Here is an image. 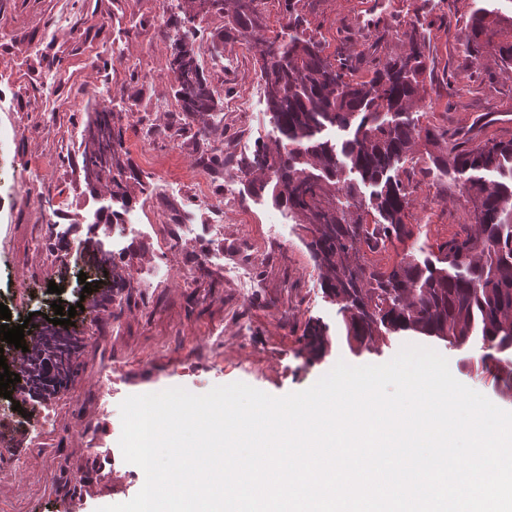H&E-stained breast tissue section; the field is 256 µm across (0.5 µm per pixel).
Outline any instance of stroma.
Here are the masks:
<instances>
[{
	"mask_svg": "<svg viewBox=\"0 0 512 512\" xmlns=\"http://www.w3.org/2000/svg\"><path fill=\"white\" fill-rule=\"evenodd\" d=\"M424 22L428 64L434 80L422 103V124L444 126L449 143L471 146L489 139H512V72L493 55L464 52L460 40L472 0H439ZM421 0H299L298 11L324 52L346 58L359 79H369L375 59L399 53L394 22L413 16ZM165 0H0V303L11 325L38 331L54 316L53 301L70 307L80 300V272L95 269L97 250L107 249L121 224H157L177 237L178 219L191 218L194 232L171 249L155 235L125 237V260L147 287L116 285L100 276L92 292L101 304L95 314L80 311L65 336L83 338L74 360L76 376L56 397L0 396V430L19 417L54 414V434L37 455L28 436L13 435L0 453V467L16 466L12 482L0 487V512H97L124 503L141 490L145 476L123 459L120 403L130 395L181 387L204 394L213 387L243 382L273 396L311 387L338 361L354 366L390 361L404 344L435 349L453 376L512 411L493 373L467 369L483 351L401 332L377 340L372 350L351 352L337 338L338 307L324 292L323 274L302 240L293 217L275 207L249 181H241L240 210L220 218L225 246L250 267L253 288L243 289L223 266L198 267L213 246L212 214L199 209L194 176L209 174L213 197L224 195L225 173L238 170L255 148L271 143L264 108L250 117L224 112V163L203 161L172 89L169 70L173 28L166 26ZM124 56L115 58L113 46ZM235 59L227 71L202 54L205 73L223 92L225 103L242 96L259 68L247 44L226 43ZM456 79L447 87L446 75ZM107 104L128 148V162L140 176L132 185V211L103 189L87 186L80 172L84 109ZM250 147L231 142L242 133ZM426 151L409 156L408 209L413 235L391 243L390 262L412 248L434 245L460 234L471 208L458 187L426 176ZM120 212L122 223L100 218ZM62 225L63 233L46 230ZM56 283L61 294L48 290ZM25 300H17L19 289ZM327 325L331 338L323 355L305 349L308 321ZM221 350L207 354L211 337Z\"/></svg>",
	"mask_w": 512,
	"mask_h": 512,
	"instance_id": "stroma-1",
	"label": "stroma"
}]
</instances>
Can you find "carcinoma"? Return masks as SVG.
Wrapping results in <instances>:
<instances>
[{
	"label": "carcinoma",
	"instance_id": "obj_1",
	"mask_svg": "<svg viewBox=\"0 0 512 512\" xmlns=\"http://www.w3.org/2000/svg\"><path fill=\"white\" fill-rule=\"evenodd\" d=\"M492 0H473L462 45L474 57L491 52L503 69L512 68V18L499 15ZM284 0L286 32L262 35L266 17L256 0H179L167 23L182 31L169 62L181 112L204 125L224 111V101L204 73L199 57L206 48L187 14L224 18V32L208 49L232 39L255 49L264 78L266 112L275 149L258 147L239 168L259 189L271 188L273 203L300 217V227L317 264L326 271L325 291L339 305L348 347L368 349L381 336L411 330L454 348L476 343L489 353L485 369L512 379V139L487 140L450 156L430 155L426 174L453 181L478 210L465 235L420 249L385 269L358 262L362 246L402 241L413 231L405 222L410 205L403 163L419 143L435 146L448 130L424 126L419 104L427 92L428 67L420 16L399 22L401 51L378 61L368 80H356L348 62L324 54L309 33L310 22ZM81 171L122 207L132 202L125 165L124 136L113 112L100 105L87 113ZM373 215L369 224L363 215ZM307 347L314 353L329 343L326 327L310 322ZM23 370L26 394L44 400L66 388L73 373L78 339L53 333L27 342Z\"/></svg>",
	"mask_w": 512,
	"mask_h": 512
}]
</instances>
